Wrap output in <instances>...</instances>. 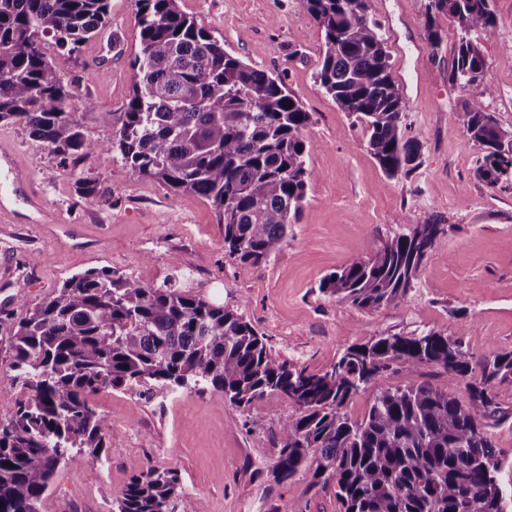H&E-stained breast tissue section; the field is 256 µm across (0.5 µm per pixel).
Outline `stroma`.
I'll use <instances>...</instances> for the list:
<instances>
[{
	"label": "stroma",
	"mask_w": 512,
	"mask_h": 512,
	"mask_svg": "<svg viewBox=\"0 0 512 512\" xmlns=\"http://www.w3.org/2000/svg\"><path fill=\"white\" fill-rule=\"evenodd\" d=\"M428 0H368L388 38L393 74L405 104L406 133L423 141L422 164L386 177L371 158L361 125L315 82L324 33L302 0H181L180 7L251 66L278 75L312 116L313 145L302 217L268 260L243 264L224 252V225L208 201L132 176L120 162L85 155L77 173L19 125L0 124V145L29 172L47 223L28 221L18 202L14 223L0 222V387L10 330L26 311L74 274L108 267L150 285L175 278L201 296L243 312L284 358L317 372L345 347L382 333L424 329L462 334L470 350L512 349V182L486 187L474 174L477 149L464 127L463 103L478 96L448 80L456 26L440 18L443 43L425 40ZM497 25L482 35L485 107L512 133V0H494ZM135 0H110V22L57 75L76 92L85 135L110 141L100 112H122L132 96L131 62L139 48ZM98 182L83 198L76 177ZM438 219L445 229L404 302L368 312L321 294L322 278L358 261L366 243L405 228L406 218ZM180 266H173V259ZM171 403L133 400L128 391L95 395L108 418L105 463L72 453L40 512H110L129 478L148 467L176 469L206 512H340L337 486L309 488L297 477L277 485L267 474L274 435L287 403L277 397L243 413L222 392L171 391Z\"/></svg>",
	"instance_id": "1"
}]
</instances>
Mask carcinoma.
Segmentation results:
<instances>
[{"instance_id": "carcinoma-1", "label": "carcinoma", "mask_w": 512, "mask_h": 512, "mask_svg": "<svg viewBox=\"0 0 512 512\" xmlns=\"http://www.w3.org/2000/svg\"><path fill=\"white\" fill-rule=\"evenodd\" d=\"M140 48L135 83L112 141L85 136L75 93L44 52L51 40L72 56L109 21L108 0H0V123L19 124L76 169L90 153L119 160L139 178L209 201L224 223V251L243 264L267 260L288 239L306 199L311 113L279 78L224 49L181 0H137ZM324 32L315 82L361 123L366 148L390 178L421 163L422 140L405 134L403 98L388 38L367 0H303ZM457 25L448 80L481 88L464 103V126L479 149L475 177L512 181V133L483 99L486 60L477 38L495 28L493 0H428L426 40L440 49L438 17ZM371 240L359 261L327 274L319 291L367 311L398 304L445 230L435 219ZM428 367L443 384L422 379ZM8 368L19 390L0 421V512H40L53 477L73 449L98 462L106 418L90 396L106 388L150 392L211 388L250 409L288 401L271 474L315 487L335 480L342 512H508L512 459L494 430L512 427V350L477 354L442 330L382 334L348 346L322 372L284 359L235 309L176 284L88 269L29 309L13 329ZM405 373L404 386L384 383ZM464 385L466 397L456 394ZM362 418L347 408L369 386ZM112 512H205L173 469L133 475Z\"/></svg>"}]
</instances>
